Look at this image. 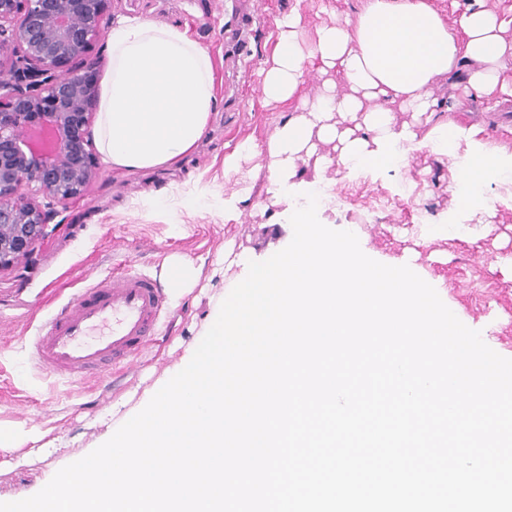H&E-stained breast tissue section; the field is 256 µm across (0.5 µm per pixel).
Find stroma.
<instances>
[{"label":"stroma","mask_w":512,"mask_h":512,"mask_svg":"<svg viewBox=\"0 0 512 512\" xmlns=\"http://www.w3.org/2000/svg\"><path fill=\"white\" fill-rule=\"evenodd\" d=\"M359 0H259V24L249 63L224 60V0H111L112 16L145 15L166 24H188L211 53L217 106L199 148L179 167L131 174L99 168L85 195L62 209L49 224L33 255L0 270V422L51 430L65 447L16 464L15 454L0 451V495L34 489L58 470L79 460L98 444L107 428L98 416L116 401L135 411L201 340L203 327L237 273L217 274L213 261L226 243L246 250L254 261L291 241L285 224H273L259 207L265 171L255 180L254 205L237 220L218 210L224 198V157L236 144L254 137L267 142L276 132L283 108L264 105L260 71L277 40L276 20L299 8L307 41L331 19L353 15ZM455 117L462 126L480 127L482 141L512 148V95L464 99ZM341 203L326 216L335 229L357 235L370 258L404 262L432 285L444 304L467 327L480 331L495 352L512 358V184L487 183L482 194L493 211L488 223L460 209L455 201L457 175L452 163L423 152L402 173L373 177L348 175L340 166L325 173ZM174 189L182 197L203 198L196 214L159 208L155 192ZM447 221L440 231L438 221ZM201 266L207 288H194L169 302L171 326L160 347L118 377L87 378L78 383L36 372L29 338L40 320L72 298L86 278L129 260L137 269L161 277L170 257Z\"/></svg>","instance_id":"obj_1"}]
</instances>
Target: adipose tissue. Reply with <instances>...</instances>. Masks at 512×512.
Wrapping results in <instances>:
<instances>
[{
    "label": "adipose tissue",
    "mask_w": 512,
    "mask_h": 512,
    "mask_svg": "<svg viewBox=\"0 0 512 512\" xmlns=\"http://www.w3.org/2000/svg\"><path fill=\"white\" fill-rule=\"evenodd\" d=\"M302 16L277 19L278 37L262 71L267 105L287 107L267 143L248 138L224 158L225 220L241 213L253 189L244 161L272 164L288 158L313 161L348 173L398 171L427 151L451 158L459 179L458 203L483 209L481 188L512 173V152L488 147L478 127L442 113L431 87L442 81L453 100L512 94L503 76L512 58L504 34L512 20L485 9L466 10L446 21L428 0H360L345 22L323 24L315 41L301 37ZM109 65L101 82L95 140L106 167L135 173L172 167L201 144L216 108L214 64L209 50L188 30L140 16L112 19L106 31ZM321 80L313 98L300 94L309 72ZM347 92L338 93L337 81ZM427 125L397 123L394 109ZM333 145L323 154L320 144Z\"/></svg>",
    "instance_id": "adipose-tissue-1"
}]
</instances>
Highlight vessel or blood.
<instances>
[{"label":"vessel or blood","instance_id":"obj_1","mask_svg":"<svg viewBox=\"0 0 512 512\" xmlns=\"http://www.w3.org/2000/svg\"><path fill=\"white\" fill-rule=\"evenodd\" d=\"M166 310L167 296L149 274L108 272L40 321L31 357L50 376H104L142 357L161 335Z\"/></svg>","mask_w":512,"mask_h":512}]
</instances>
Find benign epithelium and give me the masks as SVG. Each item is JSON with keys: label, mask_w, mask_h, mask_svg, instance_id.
Listing matches in <instances>:
<instances>
[{"label": "benign epithelium", "mask_w": 512, "mask_h": 512, "mask_svg": "<svg viewBox=\"0 0 512 512\" xmlns=\"http://www.w3.org/2000/svg\"><path fill=\"white\" fill-rule=\"evenodd\" d=\"M111 0H0V269L30 257L99 168L90 55Z\"/></svg>", "instance_id": "1"}]
</instances>
